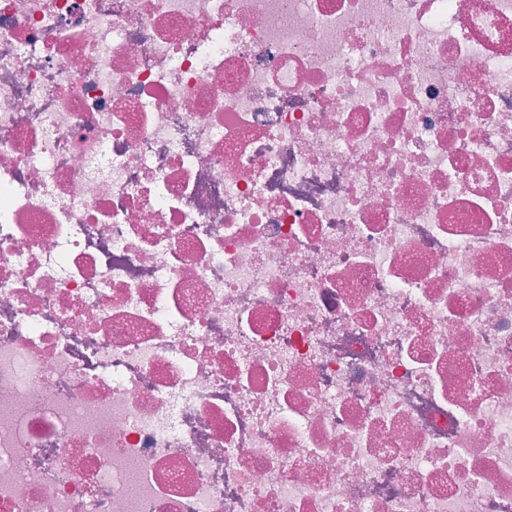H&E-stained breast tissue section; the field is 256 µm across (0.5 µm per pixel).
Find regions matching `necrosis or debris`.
<instances>
[{"label":"necrosis or debris","mask_w":512,"mask_h":512,"mask_svg":"<svg viewBox=\"0 0 512 512\" xmlns=\"http://www.w3.org/2000/svg\"><path fill=\"white\" fill-rule=\"evenodd\" d=\"M0 512H512V0H0Z\"/></svg>","instance_id":"4bbe7bcc"}]
</instances>
